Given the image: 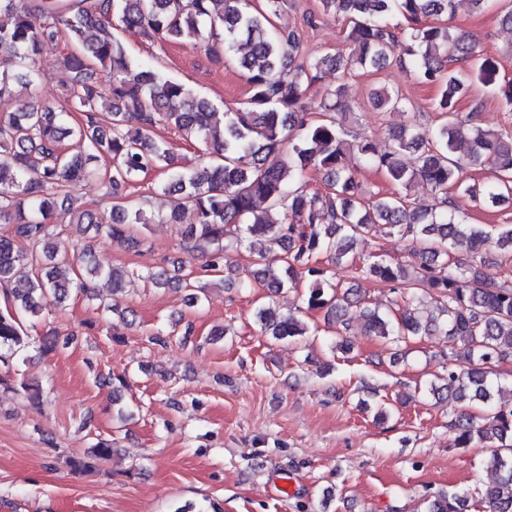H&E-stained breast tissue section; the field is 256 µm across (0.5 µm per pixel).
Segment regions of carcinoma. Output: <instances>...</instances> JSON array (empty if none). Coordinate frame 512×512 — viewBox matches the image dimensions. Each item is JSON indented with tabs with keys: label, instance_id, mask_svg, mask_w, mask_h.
Here are the masks:
<instances>
[{
	"label": "carcinoma",
	"instance_id": "cac0c4a2",
	"mask_svg": "<svg viewBox=\"0 0 512 512\" xmlns=\"http://www.w3.org/2000/svg\"><path fill=\"white\" fill-rule=\"evenodd\" d=\"M0 0V98L21 85L40 84L37 57L46 44L61 41L69 52L61 65L65 103L53 107L29 99L8 119L0 120V222L32 244L30 255L15 251L8 235H0V387L39 399L41 389L14 378L15 363L30 346L21 316L34 314L42 300L66 302L72 294L95 296L94 279L107 277L122 290L123 269L74 266L57 270V245L50 242L54 216L70 214V222L87 224L96 233L122 238L131 226L147 228L146 212L116 203L109 215L94 210L71 211L70 188L100 177L108 195L116 196L143 174L161 171V189L178 192L193 221L181 214L167 218L182 225L188 253L199 252L206 266L219 267L224 251L245 246L251 257L248 274L276 294L300 279L307 280L306 305L323 311L348 330L347 314L363 303L360 289L338 281L321 267L324 255L348 273L351 281L381 278L400 294L398 311L362 307L363 333L395 348L418 336L451 337L457 352L443 353L448 369L423 384L433 397L483 406L481 419L461 408L448 424L458 448L492 449L487 468L494 481L478 492L484 512H512V405L496 406L503 391L491 375L512 359V285L481 280L476 262L490 249L512 259V224L488 231L466 222L457 199L469 197L484 208L512 201V128L482 127L472 111L459 112L460 101L477 86L493 93L499 110L512 112V81H501L500 61L481 53L472 36L450 24L456 0H321L323 9L347 24L348 56L338 52L301 58L295 31L270 20L281 0ZM401 17L405 27L390 23ZM135 26L152 38L192 41L212 56L235 57L248 85L247 98L213 122L209 101L149 65H135L114 30ZM400 49L413 65L414 77L437 88L435 109L440 123L421 134L412 127L391 133L392 146L380 151L367 138H350L341 116L347 114L343 85L324 93L314 106L317 120L307 119L306 88L330 66L342 76L380 71ZM378 107H405V98L385 90L374 93ZM82 114L74 123L72 115ZM166 123L195 137L204 146L200 162L188 166L155 128ZM72 141L65 147V141ZM382 172L394 186L389 196L359 193V170L350 155ZM417 155L416 166L402 162ZM105 161V168L99 162ZM323 174L325 191L295 186L308 169ZM485 171L468 182L466 172ZM425 182L437 195L430 208L413 207L409 192ZM283 211L279 221L270 214ZM234 224L243 235L224 239ZM400 235L412 239L413 263H393L379 254L361 262L350 259L353 246L366 237ZM465 246L472 261L453 262L449 250ZM255 319L276 340L295 341L312 333L294 314L281 315L260 306ZM112 455V441L101 439L87 459ZM467 492L426 496V512H471Z\"/></svg>",
	"mask_w": 512,
	"mask_h": 512
}]
</instances>
